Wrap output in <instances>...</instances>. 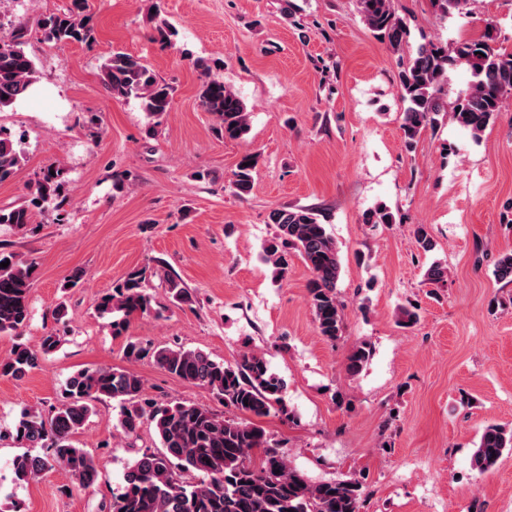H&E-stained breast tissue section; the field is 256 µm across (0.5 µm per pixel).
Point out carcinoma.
<instances>
[{"instance_id": "carcinoma-1", "label": "carcinoma", "mask_w": 512, "mask_h": 512, "mask_svg": "<svg viewBox=\"0 0 512 512\" xmlns=\"http://www.w3.org/2000/svg\"><path fill=\"white\" fill-rule=\"evenodd\" d=\"M367 28L394 53L401 54L398 89L406 104L401 130L411 147L427 129L451 117L469 131L474 140L495 120L502 99L512 94V52L493 46V26L488 24L476 39L450 46L428 41L407 52L409 27L394 7V0H356ZM469 0H432L439 17L462 12ZM88 0H70L59 12L42 14L28 24H13L0 30V109L25 98L36 81L33 58L25 51L30 32L45 43L89 44L95 28L87 12ZM464 65L474 82L453 107L443 95L448 68ZM204 76L201 108L210 113L224 131L237 139L248 129V111L243 100L222 79L213 75L218 61H196ZM101 80L115 99L141 100L150 130L162 124L170 111L173 88L159 80L141 60L123 51L112 52L104 61ZM25 159L22 142L0 129V182L9 179ZM258 157L244 155L232 173L229 185L243 197L253 188ZM65 171L48 165L31 187L28 198L0 208V224L23 232L33 223L34 211L46 203L61 210ZM366 224H395L397 217L385 206L369 211ZM268 223L275 237L265 247L266 261L274 278L288 275V254L302 258L311 272L308 284L310 304L317 333L334 345L344 333V305L336 291L342 262L335 240L312 208L286 207L270 211ZM415 239L425 253L436 243L424 224L416 225ZM0 334L21 337L30 318L29 292L35 262L12 252L0 251ZM150 273L143 267L128 273L112 289L101 294L95 309L112 316V335L126 337L125 357L152 358L154 363L190 384L210 391L224 406L218 413L185 402L160 403L145 394L143 379L121 368H87L71 376L65 385L68 402L52 411L50 420L33 411L24 413L14 427L15 439L24 447L47 448L49 453L25 452L13 461L15 479L27 482L55 467L63 470L81 488L98 479L94 455L73 443L93 412V402L115 401L120 405L118 428L125 438H136L144 424L153 426L159 447L141 453L125 470L122 486L112 493L109 512H361L364 477L351 474L314 482L290 465L278 448L270 444L265 430L251 418L271 412L288 415L283 394L285 381L270 370L265 357L251 349L232 363L210 354L174 343L151 347L127 336L130 317H163L166 306L147 292ZM495 276L512 282V253L495 263ZM169 299L174 304L192 303V294L173 278L168 279ZM61 336L52 330L33 349L24 342L14 344L0 358V378L21 380L38 369L44 357L55 351ZM371 355L365 343L354 345L345 359L351 376L362 371ZM512 450V427L489 424L481 432L471 466L483 474L493 469L503 453ZM193 480L186 481L183 474Z\"/></svg>"}]
</instances>
